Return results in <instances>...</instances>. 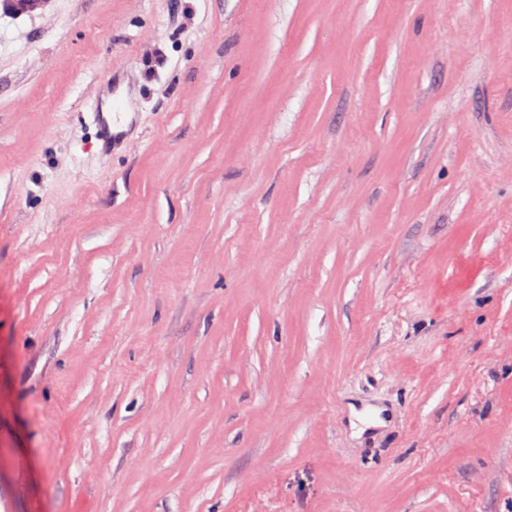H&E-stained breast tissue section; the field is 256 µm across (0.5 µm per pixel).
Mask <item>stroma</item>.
I'll return each instance as SVG.
<instances>
[{"label":"stroma","mask_w":512,"mask_h":512,"mask_svg":"<svg viewBox=\"0 0 512 512\" xmlns=\"http://www.w3.org/2000/svg\"><path fill=\"white\" fill-rule=\"evenodd\" d=\"M0 512H512V0L0 6ZM121 104L117 99L112 100L111 112L104 111V101L98 100L93 122L97 126L99 140L107 151H112L117 145L125 143L129 136L130 129L126 128L123 114L119 112Z\"/></svg>","instance_id":"1"}]
</instances>
